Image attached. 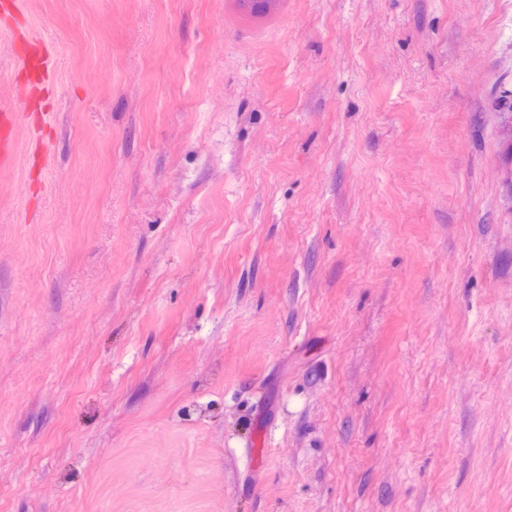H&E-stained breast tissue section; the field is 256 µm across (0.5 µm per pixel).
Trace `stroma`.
Returning <instances> with one entry per match:
<instances>
[{
	"mask_svg": "<svg viewBox=\"0 0 512 512\" xmlns=\"http://www.w3.org/2000/svg\"><path fill=\"white\" fill-rule=\"evenodd\" d=\"M506 89L512 0L0 2V512H512ZM35 43V54L20 58L25 69H35L41 82L48 80L52 74L51 50L42 40L32 37Z\"/></svg>",
	"mask_w": 512,
	"mask_h": 512,
	"instance_id": "35a3bbf8",
	"label": "stroma"
}]
</instances>
